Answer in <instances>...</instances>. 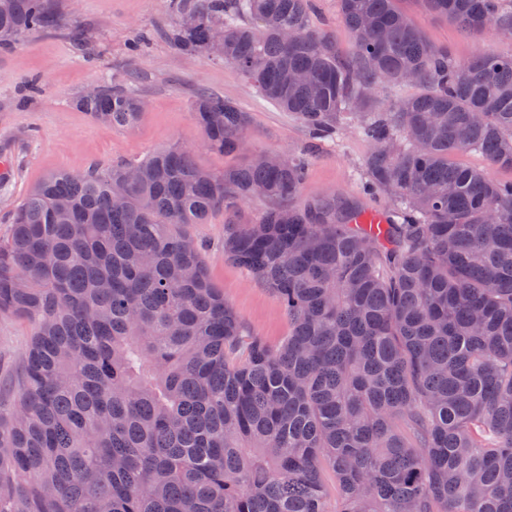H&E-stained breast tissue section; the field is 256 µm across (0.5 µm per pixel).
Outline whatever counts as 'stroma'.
<instances>
[{
  "label": "stroma",
  "mask_w": 512,
  "mask_h": 512,
  "mask_svg": "<svg viewBox=\"0 0 512 512\" xmlns=\"http://www.w3.org/2000/svg\"><path fill=\"white\" fill-rule=\"evenodd\" d=\"M314 28L332 35L340 55L355 51L336 0H315ZM170 0H80L66 13L65 27L29 34L13 50L0 49V236H6L11 212L48 173L143 159L177 142L192 147L196 162L213 172L242 164L253 152L295 151L306 155L308 174L302 200L342 197L365 207L389 210L381 193L364 194L361 176L368 142L352 122L341 124L334 138H312L291 113L282 111L233 66L210 53L186 57L168 37L175 21ZM400 7L429 44L447 48L465 61L486 51L512 53V34L486 28L463 30L453 20L436 16L419 0ZM153 39L139 54L128 46L140 30ZM105 82L130 89L148 102L132 129H112L77 106L91 85ZM234 101L249 112L252 124L239 152L208 150L195 122L193 103L200 93ZM267 207L256 199L235 211L215 212L209 223L191 231L207 245L211 280L225 300L256 335L275 343L288 334L278 298L238 265L224 258V224L257 218ZM28 327L15 317H0V380L15 372L27 342Z\"/></svg>",
  "instance_id": "obj_1"
}]
</instances>
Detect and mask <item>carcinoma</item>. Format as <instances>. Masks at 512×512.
Masks as SVG:
<instances>
[{"mask_svg":"<svg viewBox=\"0 0 512 512\" xmlns=\"http://www.w3.org/2000/svg\"><path fill=\"white\" fill-rule=\"evenodd\" d=\"M338 3L349 59L310 27L312 0H177L197 24L172 40L315 137L353 121L366 187L398 220L373 234L356 203L301 202L307 160L289 153L214 174L174 144L47 176L0 239V315L29 328L0 395V512H512V181L448 162L512 170V54L457 62L398 0ZM421 3L512 31V0ZM60 22L56 0H0V48ZM381 85L420 92L384 107ZM140 101L104 85L78 105L132 127ZM193 112L211 150L241 149L248 113L207 94ZM254 199L273 206L224 225V257L281 299L276 344L246 329L190 231ZM456 161L468 167L483 171L493 180L502 182L512 181V170L490 167L484 156L478 152L470 151L461 153L456 157Z\"/></svg>","mask_w":512,"mask_h":512,"instance_id":"1","label":"carcinoma"}]
</instances>
